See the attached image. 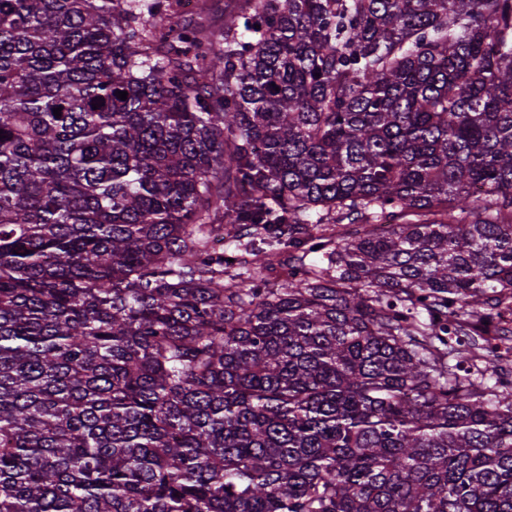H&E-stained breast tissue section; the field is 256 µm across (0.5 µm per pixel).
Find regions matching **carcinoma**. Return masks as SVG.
<instances>
[{"label":"carcinoma","instance_id":"obj_1","mask_svg":"<svg viewBox=\"0 0 512 512\" xmlns=\"http://www.w3.org/2000/svg\"><path fill=\"white\" fill-rule=\"evenodd\" d=\"M244 2L0 0V512H512V0Z\"/></svg>","mask_w":512,"mask_h":512}]
</instances>
